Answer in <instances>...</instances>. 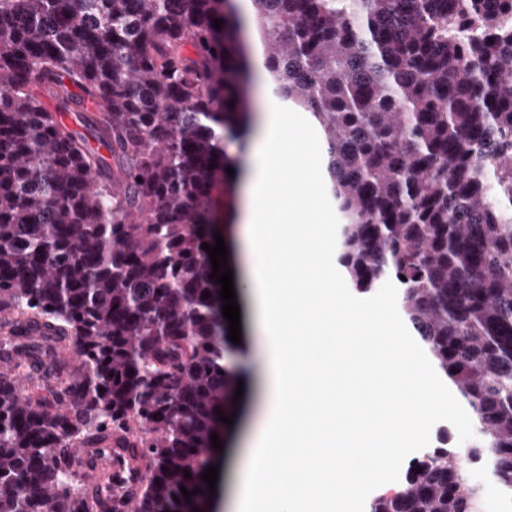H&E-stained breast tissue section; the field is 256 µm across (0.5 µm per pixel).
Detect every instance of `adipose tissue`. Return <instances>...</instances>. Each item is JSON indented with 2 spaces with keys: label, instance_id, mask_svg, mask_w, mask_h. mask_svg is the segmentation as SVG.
Returning a JSON list of instances; mask_svg holds the SVG:
<instances>
[{
  "label": "adipose tissue",
  "instance_id": "adipose-tissue-1",
  "mask_svg": "<svg viewBox=\"0 0 512 512\" xmlns=\"http://www.w3.org/2000/svg\"><path fill=\"white\" fill-rule=\"evenodd\" d=\"M240 219L241 281L266 348L261 416L234 478L233 512H342L345 492L394 485L425 415L455 401L393 308L351 306L330 264L335 225L321 199L303 113L261 110Z\"/></svg>",
  "mask_w": 512,
  "mask_h": 512
}]
</instances>
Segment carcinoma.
<instances>
[{
	"instance_id": "cac0c4a2",
	"label": "carcinoma",
	"mask_w": 512,
	"mask_h": 512,
	"mask_svg": "<svg viewBox=\"0 0 512 512\" xmlns=\"http://www.w3.org/2000/svg\"><path fill=\"white\" fill-rule=\"evenodd\" d=\"M252 2L0 0V512H118L66 446L112 448L132 512H213L240 377L201 244L251 123L250 28L320 126L345 279L400 290L479 427L370 512H480L474 465L512 503V0Z\"/></svg>"
}]
</instances>
